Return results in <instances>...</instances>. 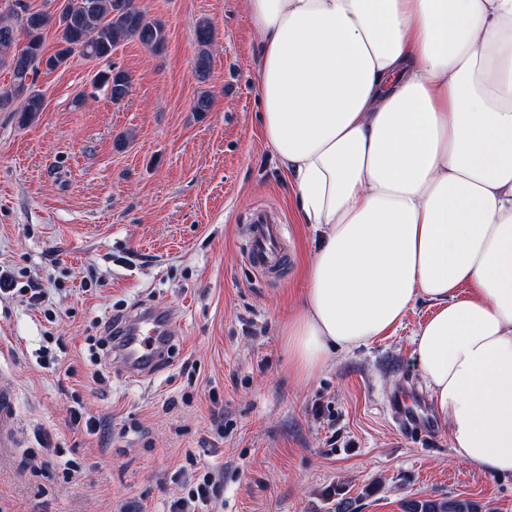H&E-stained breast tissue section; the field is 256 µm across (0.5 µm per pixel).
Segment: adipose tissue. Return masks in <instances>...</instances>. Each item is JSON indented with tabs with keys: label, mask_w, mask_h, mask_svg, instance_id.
Wrapping results in <instances>:
<instances>
[{
	"label": "adipose tissue",
	"mask_w": 512,
	"mask_h": 512,
	"mask_svg": "<svg viewBox=\"0 0 512 512\" xmlns=\"http://www.w3.org/2000/svg\"><path fill=\"white\" fill-rule=\"evenodd\" d=\"M259 125L319 240L299 382L432 314L414 355L453 460L512 475V0H244Z\"/></svg>",
	"instance_id": "obj_1"
}]
</instances>
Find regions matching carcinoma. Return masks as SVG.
<instances>
[{
  "mask_svg": "<svg viewBox=\"0 0 512 512\" xmlns=\"http://www.w3.org/2000/svg\"><path fill=\"white\" fill-rule=\"evenodd\" d=\"M57 26V49L47 54L43 31ZM136 39L159 51L164 48V26L148 17L135 0H61L58 14L33 11L26 0H11L6 16H0V68L11 73V82L0 87V112H18L26 119L43 110V98L35 90L41 73L40 62L49 59L53 68L79 55L107 60L122 41ZM197 44L195 69L199 80L208 77L211 67L213 29L201 20L194 30ZM98 88L110 100L123 101L130 93L128 74L109 65L99 76ZM404 512H486V505L465 498H411Z\"/></svg>",
  "mask_w": 512,
  "mask_h": 512,
  "instance_id": "obj_1",
  "label": "carcinoma"
}]
</instances>
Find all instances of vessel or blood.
<instances>
[{
	"instance_id": "b4317fda",
	"label": "vessel or blood",
	"mask_w": 512,
	"mask_h": 512,
	"mask_svg": "<svg viewBox=\"0 0 512 512\" xmlns=\"http://www.w3.org/2000/svg\"><path fill=\"white\" fill-rule=\"evenodd\" d=\"M286 227L272 223L265 212L252 219L248 248L250 264L266 274H275L283 262L281 242ZM173 315L146 309L124 321L114 342V357L125 370L136 378H149L167 365L174 345L171 330ZM410 386H401L390 402L392 414L400 428L413 432L421 424L419 415L408 412L404 398L411 394ZM15 402L12 394L0 391V449L11 450L15 433Z\"/></svg>"
}]
</instances>
